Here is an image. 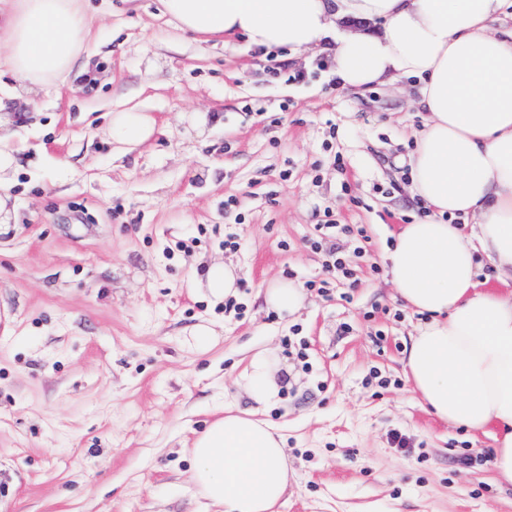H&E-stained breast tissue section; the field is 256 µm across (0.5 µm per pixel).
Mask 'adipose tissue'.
Returning a JSON list of instances; mask_svg holds the SVG:
<instances>
[{"mask_svg": "<svg viewBox=\"0 0 512 512\" xmlns=\"http://www.w3.org/2000/svg\"><path fill=\"white\" fill-rule=\"evenodd\" d=\"M174 29L243 36L257 47L303 50L332 42L331 74L370 89L402 79L426 114L409 153L411 191L430 215L404 225L387 253L406 307L424 315L406 368L413 390L441 419L495 426L493 466L512 487V28L490 32L506 0H158ZM80 0H11L0 13L6 66L21 83L70 75L89 36ZM109 134L125 148L156 132L150 113L113 112ZM489 264L493 279L480 275ZM277 361L253 355L243 382L273 402ZM192 479L224 512H274L291 472L264 421L232 412L192 444Z\"/></svg>", "mask_w": 512, "mask_h": 512, "instance_id": "1", "label": "adipose tissue"}]
</instances>
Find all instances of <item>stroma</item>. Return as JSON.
<instances>
[{"label": "stroma", "mask_w": 512, "mask_h": 512, "mask_svg": "<svg viewBox=\"0 0 512 512\" xmlns=\"http://www.w3.org/2000/svg\"><path fill=\"white\" fill-rule=\"evenodd\" d=\"M83 6L98 80L0 74V136L20 148L18 220L0 234V512H217L189 447L228 406L285 439L280 512H512L491 431L438 418L404 369L421 317L383 262L429 212L407 188L425 120L413 91L338 87L318 45L176 35L157 0ZM130 107L157 131L123 151L104 130ZM328 220L370 237L365 253L342 247L357 287L307 291L291 316L268 308L269 284L325 278L311 240ZM227 259L238 317L198 284ZM202 323L217 333L205 348ZM292 334L309 368L286 355ZM262 350L281 390L258 409L242 373Z\"/></svg>", "instance_id": "obj_1"}]
</instances>
